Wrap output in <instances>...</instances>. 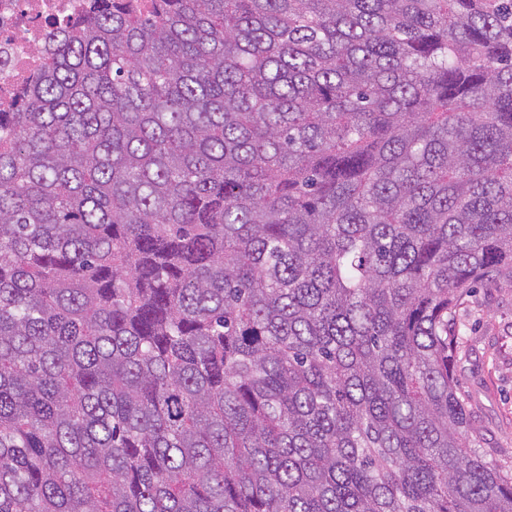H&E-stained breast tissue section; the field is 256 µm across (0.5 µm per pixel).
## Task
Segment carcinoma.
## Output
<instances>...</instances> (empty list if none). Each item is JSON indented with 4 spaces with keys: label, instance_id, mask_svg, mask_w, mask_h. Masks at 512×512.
Wrapping results in <instances>:
<instances>
[{
    "label": "carcinoma",
    "instance_id": "carcinoma-1",
    "mask_svg": "<svg viewBox=\"0 0 512 512\" xmlns=\"http://www.w3.org/2000/svg\"><path fill=\"white\" fill-rule=\"evenodd\" d=\"M502 280L512 0H90L0 112V512H512ZM458 313V395L480 433L481 449L512 458V284L481 287Z\"/></svg>",
    "mask_w": 512,
    "mask_h": 512
}]
</instances>
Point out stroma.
<instances>
[{"instance_id": "1", "label": "stroma", "mask_w": 512, "mask_h": 512, "mask_svg": "<svg viewBox=\"0 0 512 512\" xmlns=\"http://www.w3.org/2000/svg\"><path fill=\"white\" fill-rule=\"evenodd\" d=\"M458 394L483 451L512 458V283L481 287L458 313Z\"/></svg>"}]
</instances>
